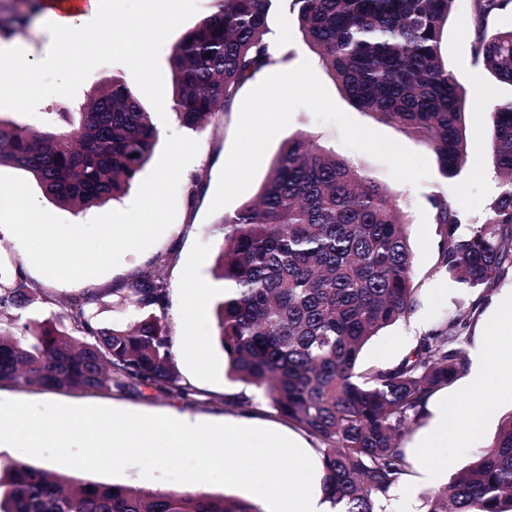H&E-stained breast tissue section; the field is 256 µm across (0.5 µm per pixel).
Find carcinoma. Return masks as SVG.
I'll return each mask as SVG.
<instances>
[{"instance_id":"carcinoma-1","label":"carcinoma","mask_w":512,"mask_h":512,"mask_svg":"<svg viewBox=\"0 0 512 512\" xmlns=\"http://www.w3.org/2000/svg\"><path fill=\"white\" fill-rule=\"evenodd\" d=\"M213 11L174 46V110L199 130L232 109L245 84L275 63L268 16L297 14L302 41L362 112L424 141L444 176L467 153L460 87L442 59L453 0H213ZM475 57L512 83V30H489L512 0H475ZM488 149L502 188L485 220L462 227L456 204L430 195L442 226L440 265L469 288L492 289L512 263V103L490 110ZM159 131L116 75L98 80L74 123L49 128L0 119V165L31 173L48 197L76 211L118 199L151 158ZM214 278L218 338L229 374L320 442L322 489L336 512H393L410 468L403 442L426 404L466 371L473 312L445 316L392 367L363 369L366 344L417 302L408 224L397 197L310 135L289 140L256 200L220 220ZM57 308L28 314L38 300ZM79 298L38 297L21 276L0 282V384L101 391L179 385L165 322L168 284L145 273L102 325ZM0 512H261L199 491L145 490L60 473L52 465H0ZM424 512H512V414L492 442L443 486Z\"/></svg>"}]
</instances>
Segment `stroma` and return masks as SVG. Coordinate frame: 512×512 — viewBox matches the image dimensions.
Returning <instances> with one entry per match:
<instances>
[{
	"label": "stroma",
	"instance_id": "1",
	"mask_svg": "<svg viewBox=\"0 0 512 512\" xmlns=\"http://www.w3.org/2000/svg\"><path fill=\"white\" fill-rule=\"evenodd\" d=\"M41 2L0 0V20L8 21L11 36L37 48L47 40ZM172 7L174 21L142 63L113 54L105 45L104 29L93 20L84 25L78 37L57 36L55 44L60 57L88 60L89 77L70 79L63 93L26 98L20 93V76L8 74L0 79V117L39 127L53 120L59 109L82 112L94 83L112 74L123 78L147 112L157 113L163 104L173 100L174 80L169 66L173 46L211 14L213 2L173 0ZM477 37L473 0H454L443 35L442 55L466 93L468 140L466 160L454 177L440 174L435 154L423 141L357 109L340 91L317 55L294 38L283 61L270 66L245 86L241 106L233 107L221 119L192 133L175 120L161 128L160 136L164 139L172 133L190 134L198 141L199 151L182 173L173 223L146 251L126 253L117 267L93 281L81 280L64 287L39 273L18 240L1 231L0 277L24 276L31 287L55 297L99 293L100 300L94 310L98 320L105 324L125 318L124 313L113 308L114 298L129 294L141 273L158 272L169 286L166 321L180 382L188 386L189 393L185 396L162 393L150 386L89 393L2 385L0 399L99 405L144 414L177 412L211 421L249 417L270 429L305 439L310 448H318L313 436L280 416L265 401H245L247 389L229 376L227 357L216 340L217 282L212 269L221 241L217 223L222 215L255 199L279 150L299 133L313 136L397 196L409 224L414 253V283L418 288L414 316L422 318L423 329L428 332L437 327L443 315L477 303L470 339L464 346L465 352H472L479 327L491 318L492 303L512 296V265L506 267L499 282L488 292L450 280L439 267L441 227L434 222L428 198L437 191L444 193L457 202L468 221L475 223L498 193L500 179L488 150L492 131L489 110L512 101V84L497 81L475 58L472 46ZM283 90L292 98L285 109L278 101ZM196 178L200 179L201 188L195 192L191 186ZM30 188L43 209L76 224L110 210L125 209L136 196L131 190L108 205L79 213L54 203L38 183H31ZM189 274L203 284L204 295L195 316L184 321L176 310L182 302L183 285ZM416 342L411 318L402 319L369 342L361 364L365 367L395 365ZM202 361L207 363V371H200L198 364ZM483 391L496 396V406L476 436L464 442L452 436L435 448L440 463L438 483H445L453 473L470 464L479 448L492 440L500 420L512 414L511 396L496 395L490 381Z\"/></svg>",
	"mask_w": 512,
	"mask_h": 512
}]
</instances>
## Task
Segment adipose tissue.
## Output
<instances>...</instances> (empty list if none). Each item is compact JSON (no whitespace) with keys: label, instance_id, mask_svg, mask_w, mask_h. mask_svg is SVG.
Instances as JSON below:
<instances>
[{"label":"adipose tissue","instance_id":"1","mask_svg":"<svg viewBox=\"0 0 512 512\" xmlns=\"http://www.w3.org/2000/svg\"><path fill=\"white\" fill-rule=\"evenodd\" d=\"M94 11L106 30L108 44L113 53L132 60L149 55L160 28L174 19L172 11L149 6L147 23L127 31L112 26V0H90L89 8L74 4L73 0H46L43 26L48 35L78 31L86 19L87 11ZM11 60L16 70L34 74L36 70L65 67L78 69L75 59L59 61L52 46H45L40 57H33L26 45L15 37L0 38V59ZM494 327L483 328L476 350L471 355L468 382L481 387L488 377H495L500 392L512 394V362H503V354L512 355V300L497 302L494 306ZM429 421L416 443L412 465L420 483H431L438 475L432 450L435 444L447 439L449 433L468 436L485 424L486 409L482 406H464L460 401L429 400L426 406Z\"/></svg>","mask_w":512,"mask_h":512}]
</instances>
